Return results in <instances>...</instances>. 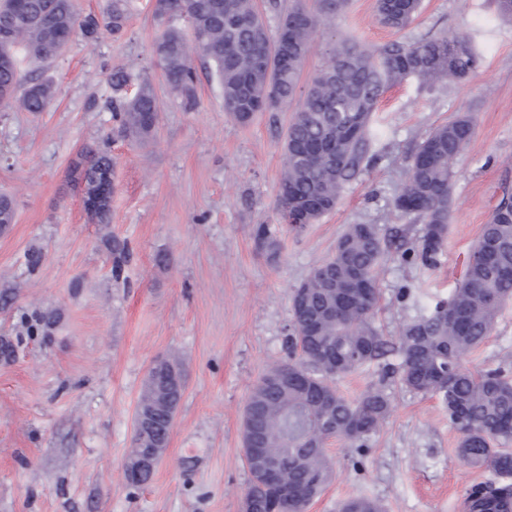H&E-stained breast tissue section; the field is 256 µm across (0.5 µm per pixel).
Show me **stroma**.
Here are the masks:
<instances>
[{
  "mask_svg": "<svg viewBox=\"0 0 512 512\" xmlns=\"http://www.w3.org/2000/svg\"><path fill=\"white\" fill-rule=\"evenodd\" d=\"M150 0H132L121 35L73 38L41 62L18 51L24 76L52 83L45 111L0 107V194L15 217L0 234V336L17 342L0 359V512H242L249 472L242 426L246 397L268 365L286 360L294 288L333 252L350 224H373L390 241L379 272L374 324L395 341L410 321L447 299L481 228L512 195V18L497 0H422L402 32L382 26L375 0H350L323 18L299 75L307 87L336 40L371 48L430 35L470 38L480 65L441 88L416 79L391 86L375 114L372 159L332 211L295 232L276 208L283 140L294 109L261 112L247 125L225 114L207 73L185 111L152 60L162 31ZM149 76L158 100L152 139L112 134L109 76ZM475 132L455 163L439 262L403 255L422 234L394 201L415 146L458 113ZM87 145L114 162L108 223L91 221L69 168ZM277 227L275 248L254 236ZM132 258L112 276V239ZM42 253L37 269L28 255ZM56 316L53 326L41 315ZM176 359L185 385L169 443L151 481L128 483L136 410L151 363ZM474 371L512 376V305L488 340L464 359ZM373 363L340 378L358 397L384 384L392 410L364 444L332 439L335 478L306 512H338L367 496L384 512H459L465 490L489 478L457 456L459 433L438 397L402 389Z\"/></svg>",
  "mask_w": 512,
  "mask_h": 512,
  "instance_id": "stroma-1",
  "label": "stroma"
}]
</instances>
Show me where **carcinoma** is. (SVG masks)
Wrapping results in <instances>:
<instances>
[{"label": "carcinoma", "instance_id": "carcinoma-1", "mask_svg": "<svg viewBox=\"0 0 512 512\" xmlns=\"http://www.w3.org/2000/svg\"><path fill=\"white\" fill-rule=\"evenodd\" d=\"M16 0H0V59L15 60L14 50L43 61L58 56L76 35L94 38L105 27L119 34L126 26L128 0H112L107 18L82 15L74 0H25L18 15ZM420 0H376L383 26L400 32L411 25ZM346 0H318L311 10L293 0L280 12L270 34L253 0H155L154 14L169 22L153 46V55L172 92L187 111L195 106L196 55L213 70L224 99V111L240 124L258 112H278L297 102L284 140V166L278 206L285 223L296 231L336 208L345 186L370 162L374 114L393 85L418 78L444 86L473 74L479 53L470 39L430 36L409 43L394 40L366 49L345 39L333 47L328 62L298 91L299 73L309 53L319 15L332 16ZM113 131L146 138L155 129L158 102L147 77L125 71L110 76ZM136 85L133 91L129 86ZM0 104L19 102L27 112H43L54 97L45 82H26L17 65L0 66ZM474 117L462 112L433 128L411 155L407 180L395 208L423 225L422 236L406 253L432 267L448 231L453 164L472 138ZM112 156L95 148L77 155L72 181L89 196L102 198L93 221H109ZM512 210L506 196L482 226L461 281L448 300L401 330L391 343L374 327L379 300L378 270L388 243L373 224H351L336 242L335 252L295 288L292 300V346L298 357L270 366L246 398L254 412L262 448L246 456L250 484L246 492L253 512H306L309 502L333 479L325 453L331 438L350 442L377 431L390 412L382 387H371L355 399L336 388L344 374L394 354L382 376L397 375L409 390L436 395L448 422L461 433L458 454L467 464L492 472L494 479L472 486L464 496L468 512H485L484 501L512 498V378L500 369L472 372L462 360L483 345L503 308L512 302ZM127 244L112 246V275L120 277L129 261ZM179 365L164 359L149 369L141 401L166 392L165 402L151 409L146 422L135 418L134 448L129 459L159 460L173 427L183 390L175 384ZM278 464L277 481L267 480L265 462ZM339 512H382L368 497L343 501Z\"/></svg>", "mask_w": 512, "mask_h": 512}]
</instances>
